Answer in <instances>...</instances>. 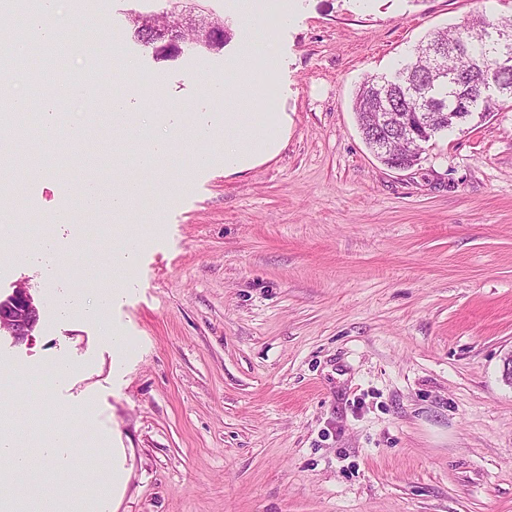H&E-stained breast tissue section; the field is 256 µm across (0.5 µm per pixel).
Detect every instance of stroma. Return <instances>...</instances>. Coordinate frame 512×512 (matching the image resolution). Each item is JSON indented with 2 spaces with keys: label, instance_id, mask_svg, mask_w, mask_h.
Returning a JSON list of instances; mask_svg holds the SVG:
<instances>
[{
  "label": "stroma",
  "instance_id": "35a3bbf8",
  "mask_svg": "<svg viewBox=\"0 0 512 512\" xmlns=\"http://www.w3.org/2000/svg\"><path fill=\"white\" fill-rule=\"evenodd\" d=\"M132 111L161 114L152 135L178 138L145 186L153 211L129 224L151 233L125 296L100 320L60 317L52 302L82 276L71 225H50L64 277L16 260L17 236L45 222L59 181H111L136 168L140 132L89 123L64 101L67 124L45 126L40 85L13 75L35 139L17 153L53 155L0 243V299L29 288L41 309L28 339L0 336L13 371L0 410L59 359L55 409L89 413L87 452L123 472L109 512H512V112L473 120L430 142L408 170L380 163L353 111L358 87L392 75L434 30L512 16V0H293L272 36L273 109L288 116L279 152L225 173L224 131L197 142L211 89L264 34L256 0H202L230 31L224 48L159 59L131 13L166 0H95ZM161 92L149 99L142 83ZM212 157L194 165L196 151ZM131 340L112 365L106 330Z\"/></svg>",
  "mask_w": 512,
  "mask_h": 512
}]
</instances>
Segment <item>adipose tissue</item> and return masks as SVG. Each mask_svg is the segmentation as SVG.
<instances>
[{"mask_svg":"<svg viewBox=\"0 0 512 512\" xmlns=\"http://www.w3.org/2000/svg\"><path fill=\"white\" fill-rule=\"evenodd\" d=\"M84 16L59 13L54 0H45L42 8L28 19V27L38 41L52 40L57 33L82 27ZM278 57L275 43H264L253 55L248 69L229 71L230 87L224 96H231L233 83L249 84L257 104L247 112H228L224 117L208 115L203 123L204 135H211L216 126L224 128V170L237 172L265 161L276 154L287 132L285 117L267 109L268 99L263 75L272 69ZM143 184L129 181L112 186L83 189L73 196H64L53 211L54 223L73 222L77 212L127 214L140 196ZM113 232L121 242L112 255L113 282L107 291L96 293L90 300L73 303L66 300L57 307L60 316L70 314L80 306L89 318H99L108 304L121 298L127 287L128 275L138 268L144 236L141 232L118 224ZM30 409L26 401H18L11 422L0 425V512H106L119 487V476L102 471L96 464H87L79 481L78 491L53 494H32L29 479L34 471H53L64 483L74 481L68 464L76 437L74 420L69 411L56 412L53 430L45 435L36 452L23 451L26 438V419Z\"/></svg>","mask_w":512,"mask_h":512,"instance_id":"1","label":"adipose tissue"}]
</instances>
